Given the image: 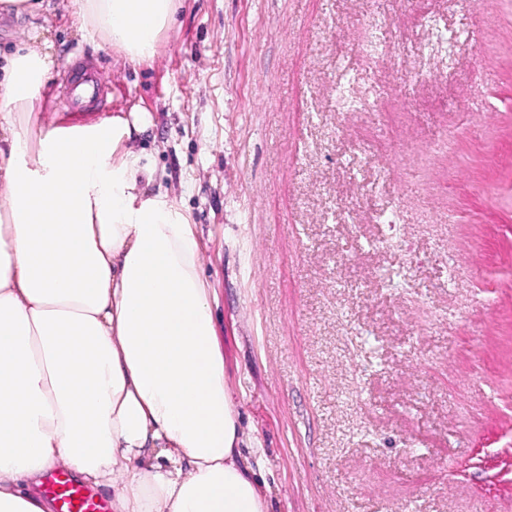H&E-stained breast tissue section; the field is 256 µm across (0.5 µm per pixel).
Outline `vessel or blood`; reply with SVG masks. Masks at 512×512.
<instances>
[{
  "label": "vessel or blood",
  "mask_w": 512,
  "mask_h": 512,
  "mask_svg": "<svg viewBox=\"0 0 512 512\" xmlns=\"http://www.w3.org/2000/svg\"><path fill=\"white\" fill-rule=\"evenodd\" d=\"M58 110L47 111L46 125H55L59 112L69 116L70 127L86 130L96 124V115L112 109L109 79L95 60L77 55L65 62L57 87ZM44 493L53 512H111V502L75 479L69 472L58 470L47 475Z\"/></svg>",
  "instance_id": "obj_1"
}]
</instances>
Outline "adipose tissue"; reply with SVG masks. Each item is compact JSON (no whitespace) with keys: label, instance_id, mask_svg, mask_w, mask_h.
Masks as SVG:
<instances>
[{"label":"adipose tissue","instance_id":"obj_1","mask_svg":"<svg viewBox=\"0 0 512 512\" xmlns=\"http://www.w3.org/2000/svg\"><path fill=\"white\" fill-rule=\"evenodd\" d=\"M85 29L151 59L176 0H78ZM56 65L23 46L0 56V512H50L34 492L64 466L109 482L113 512H268L242 461L199 243L167 196L137 192L128 124L98 126L95 147L60 129L30 137ZM77 155L61 168L60 154ZM149 448L166 464L140 466Z\"/></svg>","mask_w":512,"mask_h":512}]
</instances>
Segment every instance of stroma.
<instances>
[{
	"label": "stroma",
	"instance_id": "stroma-1",
	"mask_svg": "<svg viewBox=\"0 0 512 512\" xmlns=\"http://www.w3.org/2000/svg\"><path fill=\"white\" fill-rule=\"evenodd\" d=\"M36 2L0 54L40 31L144 119L269 512H512V0H178L142 63Z\"/></svg>",
	"mask_w": 512,
	"mask_h": 512
}]
</instances>
